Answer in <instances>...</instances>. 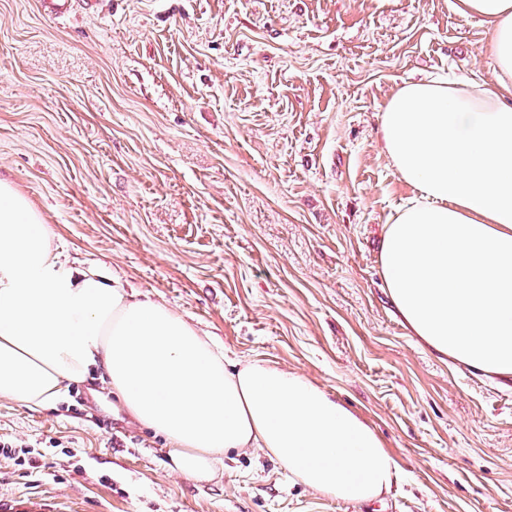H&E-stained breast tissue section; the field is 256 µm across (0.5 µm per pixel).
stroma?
I'll list each match as a JSON object with an SVG mask.
<instances>
[{
	"label": "stroma",
	"mask_w": 512,
	"mask_h": 512,
	"mask_svg": "<svg viewBox=\"0 0 512 512\" xmlns=\"http://www.w3.org/2000/svg\"><path fill=\"white\" fill-rule=\"evenodd\" d=\"M456 0H0V178L70 256L182 314L227 364L295 371L368 420L389 495L323 496L241 454L211 483L100 379L0 399V501L55 512H512V379L438 359L380 271L411 197L380 118L415 81L495 83ZM100 0H42L44 7L50 14L63 16L70 13L75 5L81 6L85 11L94 13Z\"/></svg>",
	"instance_id": "stroma-1"
}]
</instances>
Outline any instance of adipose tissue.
Returning a JSON list of instances; mask_svg holds the SVG:
<instances>
[{
    "instance_id": "1",
    "label": "adipose tissue",
    "mask_w": 512,
    "mask_h": 512,
    "mask_svg": "<svg viewBox=\"0 0 512 512\" xmlns=\"http://www.w3.org/2000/svg\"><path fill=\"white\" fill-rule=\"evenodd\" d=\"M491 32L496 85L412 82L386 102L383 150L414 190L388 219L382 275L403 322L438 356L512 376V0H457ZM41 212L0 179V399L35 410L104 370L105 387L163 437L172 472L222 477L261 452L315 492L389 494L393 455L303 376L234 367L181 314L70 259Z\"/></svg>"
}]
</instances>
